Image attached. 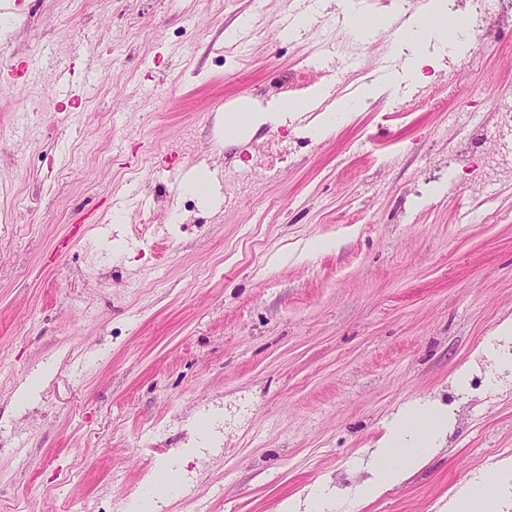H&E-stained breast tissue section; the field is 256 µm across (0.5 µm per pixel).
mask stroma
Listing matches in <instances>:
<instances>
[{"instance_id": "35a3bbf8", "label": "stroma", "mask_w": 512, "mask_h": 512, "mask_svg": "<svg viewBox=\"0 0 512 512\" xmlns=\"http://www.w3.org/2000/svg\"><path fill=\"white\" fill-rule=\"evenodd\" d=\"M340 2L286 39L309 0H0V512H130L159 463L157 512H278L320 482L338 512H439L512 455V375L475 355L512 317V173L486 177L512 138L482 135L512 101V16L455 59L423 45L417 76L388 41L345 51L348 14L391 0ZM325 83L357 101L330 134L225 136L229 103ZM166 160L225 194L159 181ZM428 397L446 448L352 501L384 422Z\"/></svg>"}]
</instances>
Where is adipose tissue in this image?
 Masks as SVG:
<instances>
[{"mask_svg": "<svg viewBox=\"0 0 512 512\" xmlns=\"http://www.w3.org/2000/svg\"><path fill=\"white\" fill-rule=\"evenodd\" d=\"M447 0H429L417 14L401 27L400 38L414 52L407 60L410 69H417L422 55L421 45L437 40L444 53L454 56L466 49L459 36L447 31ZM303 108L296 101L281 102L274 112H266L254 102L242 105L241 113L229 117L230 132L244 135L267 121L284 125L295 120ZM449 414L435 401H414L393 415L384 426V433L362 465L367 478L354 494L358 501L370 502L387 489L400 485L422 468L446 443ZM512 495V458L501 461L493 476H477L449 496L443 512H501L505 498Z\"/></svg>", "mask_w": 512, "mask_h": 512, "instance_id": "1", "label": "adipose tissue"}]
</instances>
